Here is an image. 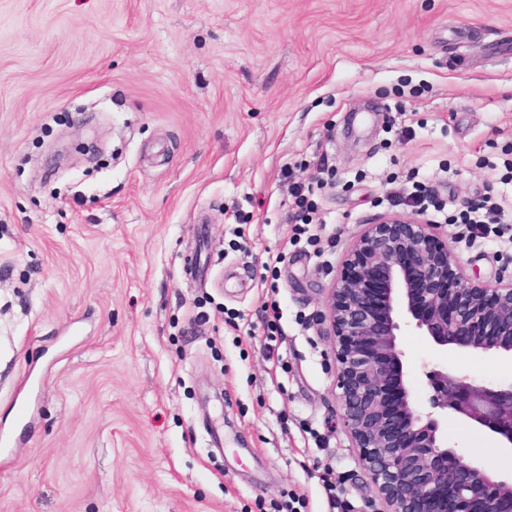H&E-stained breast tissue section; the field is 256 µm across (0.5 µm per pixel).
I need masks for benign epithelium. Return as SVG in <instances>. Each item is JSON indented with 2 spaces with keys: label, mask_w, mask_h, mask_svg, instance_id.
Listing matches in <instances>:
<instances>
[{
  "label": "benign epithelium",
  "mask_w": 512,
  "mask_h": 512,
  "mask_svg": "<svg viewBox=\"0 0 512 512\" xmlns=\"http://www.w3.org/2000/svg\"><path fill=\"white\" fill-rule=\"evenodd\" d=\"M325 320L337 363L340 419L385 512H505L512 476H493L448 447L459 414L512 449V383L429 371L430 411L414 402L396 331L441 347L512 353V281L476 286L448 243L416 212L385 214L352 246L330 288Z\"/></svg>",
  "instance_id": "7a95c632"
}]
</instances>
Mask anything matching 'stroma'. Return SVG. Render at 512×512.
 <instances>
[{
	"mask_svg": "<svg viewBox=\"0 0 512 512\" xmlns=\"http://www.w3.org/2000/svg\"><path fill=\"white\" fill-rule=\"evenodd\" d=\"M419 189L474 284L512 279V0H0V512H381L322 316ZM397 342L418 406L430 369L512 382Z\"/></svg>",
	"mask_w": 512,
	"mask_h": 512,
	"instance_id": "35a3bbf8",
	"label": "stroma"
}]
</instances>
